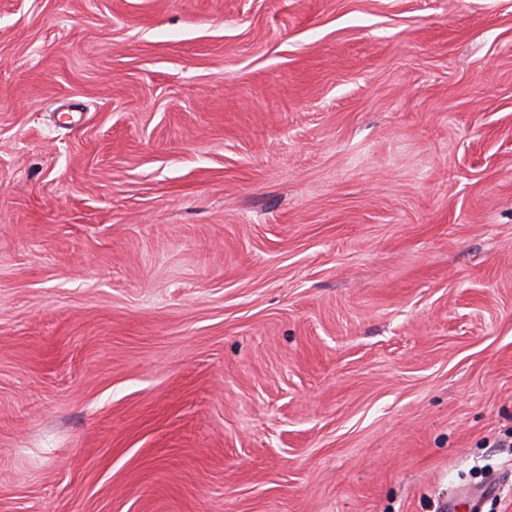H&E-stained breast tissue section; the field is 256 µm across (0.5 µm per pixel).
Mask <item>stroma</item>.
<instances>
[{
    "instance_id": "obj_1",
    "label": "stroma",
    "mask_w": 512,
    "mask_h": 512,
    "mask_svg": "<svg viewBox=\"0 0 512 512\" xmlns=\"http://www.w3.org/2000/svg\"><path fill=\"white\" fill-rule=\"evenodd\" d=\"M512 0H0V512H512Z\"/></svg>"
}]
</instances>
